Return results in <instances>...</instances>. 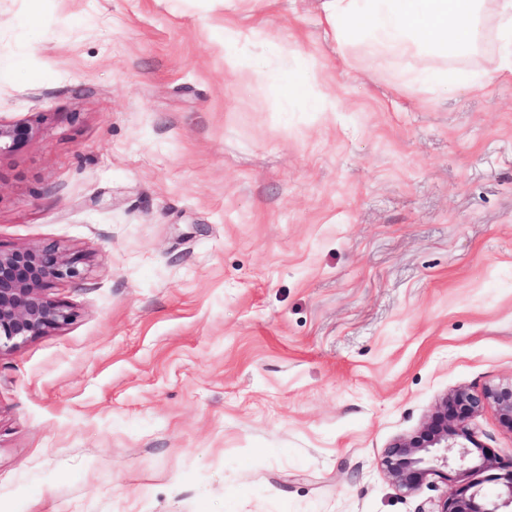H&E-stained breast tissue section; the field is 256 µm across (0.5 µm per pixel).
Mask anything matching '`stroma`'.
I'll return each instance as SVG.
<instances>
[{
  "mask_svg": "<svg viewBox=\"0 0 512 512\" xmlns=\"http://www.w3.org/2000/svg\"><path fill=\"white\" fill-rule=\"evenodd\" d=\"M495 11L444 88L320 0H0V120L34 128L0 248L84 270L47 290L69 325L0 352V512H434L446 481L398 489L387 447L512 380ZM228 25L260 70L226 72ZM470 426L512 460L495 406ZM286 92L289 97H296L301 93H305L308 96H311L318 104L320 110L322 111H335L336 110V101L331 99V97L322 91L317 85L310 82L307 84L306 81L301 79L291 78L288 79V83L286 85Z\"/></svg>",
  "mask_w": 512,
  "mask_h": 512,
  "instance_id": "35a3bbf8",
  "label": "stroma"
}]
</instances>
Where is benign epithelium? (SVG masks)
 <instances>
[{
  "instance_id": "benign-epithelium-1",
  "label": "benign epithelium",
  "mask_w": 512,
  "mask_h": 512,
  "mask_svg": "<svg viewBox=\"0 0 512 512\" xmlns=\"http://www.w3.org/2000/svg\"><path fill=\"white\" fill-rule=\"evenodd\" d=\"M32 133L26 122H0V154L16 150ZM80 264V258L53 247L0 251V350L15 349L70 323L69 307L46 290L58 280L81 278ZM489 403L512 430V381L479 395L457 389L442 399L418 431L389 445L383 464L393 483L411 492L437 475L448 482V493L436 512H512V461L504 462L483 447L470 427L471 419ZM442 448L458 449L452 475L446 472L448 457L438 455ZM472 472L487 473L485 481L502 485L504 491L488 495L481 483L469 480Z\"/></svg>"
}]
</instances>
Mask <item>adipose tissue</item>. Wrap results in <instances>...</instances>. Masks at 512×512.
<instances>
[{
	"instance_id": "obj_1",
	"label": "adipose tissue",
	"mask_w": 512,
	"mask_h": 512,
	"mask_svg": "<svg viewBox=\"0 0 512 512\" xmlns=\"http://www.w3.org/2000/svg\"><path fill=\"white\" fill-rule=\"evenodd\" d=\"M484 0H323L324 20L335 39L361 30L376 56L425 52L414 80L432 78L441 85L455 77L442 66L450 57L473 54L482 38Z\"/></svg>"
}]
</instances>
